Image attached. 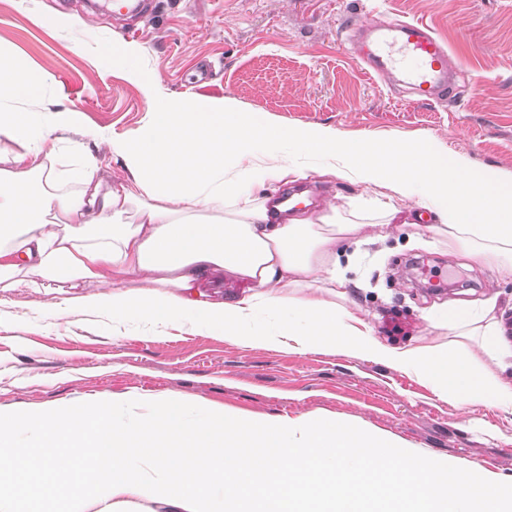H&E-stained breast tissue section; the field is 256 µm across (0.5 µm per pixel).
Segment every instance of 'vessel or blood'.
<instances>
[{"mask_svg": "<svg viewBox=\"0 0 512 512\" xmlns=\"http://www.w3.org/2000/svg\"><path fill=\"white\" fill-rule=\"evenodd\" d=\"M359 57L374 73L401 71L415 101L443 103L454 98L446 45L425 26L387 21L359 45Z\"/></svg>", "mask_w": 512, "mask_h": 512, "instance_id": "vessel-or-blood-1", "label": "vessel or blood"}]
</instances>
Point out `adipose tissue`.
<instances>
[{
  "mask_svg": "<svg viewBox=\"0 0 512 512\" xmlns=\"http://www.w3.org/2000/svg\"><path fill=\"white\" fill-rule=\"evenodd\" d=\"M93 52L136 85L147 119L133 134L81 126L53 100L51 79L0 47V286L40 295L74 287L57 313L136 314L304 353L337 347L426 381L440 398L512 408V325L492 308L443 305L426 317L448 342L394 347L341 305L338 248L361 226L334 207L289 214L267 184L321 164L324 172L417 200L430 230L472 259L512 275V177L473 167L435 138L342 143L312 123L282 124L233 97L160 95L159 76L119 36ZM80 129L106 145L127 176L113 182ZM241 289L220 299L201 285L215 271ZM97 283L96 296L79 290Z\"/></svg>",
  "mask_w": 512,
  "mask_h": 512,
  "instance_id": "adipose-tissue-1",
  "label": "adipose tissue"
}]
</instances>
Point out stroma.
<instances>
[{
    "label": "stroma",
    "mask_w": 512,
    "mask_h": 512,
    "mask_svg": "<svg viewBox=\"0 0 512 512\" xmlns=\"http://www.w3.org/2000/svg\"><path fill=\"white\" fill-rule=\"evenodd\" d=\"M137 33L86 0H0V45L50 73L59 106L84 125L131 134L146 120L139 89L90 52L116 33L138 46L166 94L232 96L284 124L329 127L339 141L433 137L472 165L512 176V0H151ZM419 22L443 41L458 72L453 105L411 102L399 75L366 69L349 28ZM71 33L61 36L60 21ZM310 190L337 219L383 205L418 210L391 190L350 179L289 177L272 194ZM348 308L392 346L430 342L425 314L453 302L512 309V277L472 260L446 238L412 224L386 239L348 245L340 258ZM66 285L49 283L43 310L25 289H0V408L34 411L75 398H157L220 409L248 420L339 419L407 450L512 480V412L462 405L423 380L338 348L307 353L241 345L171 324L152 330L133 315L115 321L79 310L54 315Z\"/></svg>",
    "instance_id": "1"
}]
</instances>
